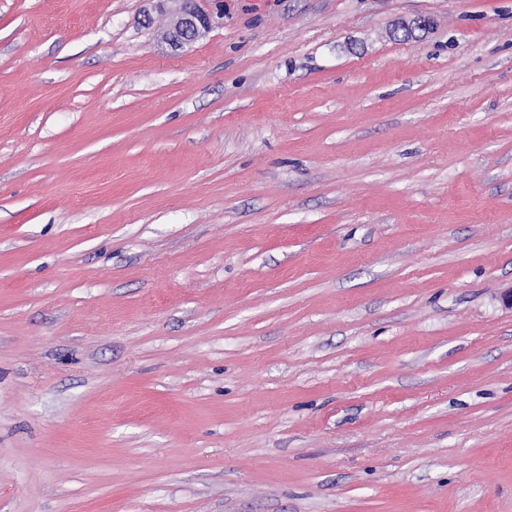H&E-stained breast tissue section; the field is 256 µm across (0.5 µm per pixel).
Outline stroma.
<instances>
[{
	"instance_id": "obj_1",
	"label": "stroma",
	"mask_w": 512,
	"mask_h": 512,
	"mask_svg": "<svg viewBox=\"0 0 512 512\" xmlns=\"http://www.w3.org/2000/svg\"><path fill=\"white\" fill-rule=\"evenodd\" d=\"M219 7L0 0V512H512V0ZM209 0H155V9L168 13L172 22L168 41L178 48L191 45L204 37L212 27V14L204 7Z\"/></svg>"
}]
</instances>
